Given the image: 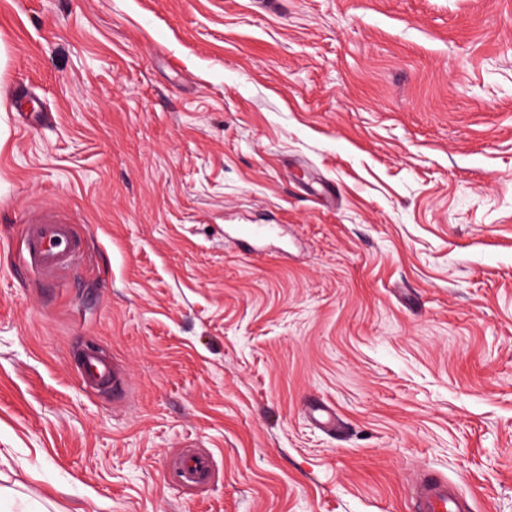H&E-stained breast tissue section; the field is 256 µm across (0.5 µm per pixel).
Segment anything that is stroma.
<instances>
[{
  "instance_id": "35a3bbf8",
  "label": "stroma",
  "mask_w": 512,
  "mask_h": 512,
  "mask_svg": "<svg viewBox=\"0 0 512 512\" xmlns=\"http://www.w3.org/2000/svg\"><path fill=\"white\" fill-rule=\"evenodd\" d=\"M424 468L512 512V0H0V512H410ZM27 224L26 263L44 276L55 277L79 253L80 239L71 232V222L54 212H42ZM77 373L80 384L86 389H97L112 383L114 399L125 398L128 394L126 380L116 362L96 349L82 352ZM214 477L210 456L203 451H186L178 460L177 481L185 489L207 485Z\"/></svg>"
}]
</instances>
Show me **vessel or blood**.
I'll return each instance as SVG.
<instances>
[{"label":"vessel or blood","instance_id":"vessel-or-blood-1","mask_svg":"<svg viewBox=\"0 0 512 512\" xmlns=\"http://www.w3.org/2000/svg\"><path fill=\"white\" fill-rule=\"evenodd\" d=\"M26 262L40 274L53 277L65 269L81 249V241L69 227L68 219L53 212H43L29 219L25 234ZM81 385L96 389L111 385L112 396L125 398L128 386L118 365L95 349L84 350L78 366ZM214 477L210 456L202 451H188L178 460L177 481L186 489L207 485ZM415 512H470L467 499L460 496L447 478L426 471L407 482Z\"/></svg>","mask_w":512,"mask_h":512}]
</instances>
